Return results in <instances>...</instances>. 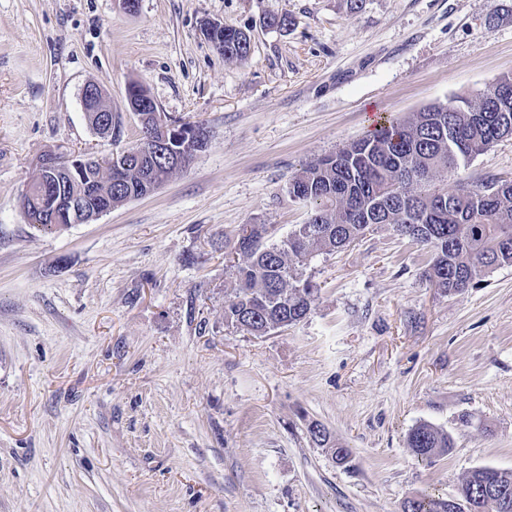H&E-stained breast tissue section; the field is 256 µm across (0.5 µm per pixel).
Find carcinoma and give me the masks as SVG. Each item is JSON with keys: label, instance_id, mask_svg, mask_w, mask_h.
Here are the masks:
<instances>
[{"label": "carcinoma", "instance_id": "cac0c4a2", "mask_svg": "<svg viewBox=\"0 0 512 512\" xmlns=\"http://www.w3.org/2000/svg\"><path fill=\"white\" fill-rule=\"evenodd\" d=\"M219 52L228 59L250 52L244 32L224 29ZM512 138V76H503L475 99L457 96L430 104L404 120L381 122L370 134L303 167L288 188L290 197L310 206L306 221L288 236V251L268 243L265 224H243L231 251L241 262L229 288L224 320L253 336L296 324L307 317L317 288L302 270L318 253H332L359 241L376 224L411 226L408 237L432 254L425 281L448 293H461L490 271L512 266V180L497 179L451 189L438 186V173L454 174L504 138ZM123 181L98 190L112 204L139 198L145 184L165 172V157L145 153L125 157ZM23 215L45 233L68 224L45 220L36 201H22ZM311 441L336 461H350L352 450L336 441L325 425L308 428ZM413 457L428 462L454 447L452 435L421 424L407 435ZM459 499L472 500L473 512H512V471L472 470ZM450 499L421 493L404 502L403 512H452Z\"/></svg>", "mask_w": 512, "mask_h": 512}]
</instances>
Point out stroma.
I'll return each mask as SVG.
<instances>
[{
  "mask_svg": "<svg viewBox=\"0 0 512 512\" xmlns=\"http://www.w3.org/2000/svg\"><path fill=\"white\" fill-rule=\"evenodd\" d=\"M210 20L247 31L249 55L224 58ZM505 75L512 0H0V512H402L475 468L512 471V266L448 295L423 278L429 250L381 224L304 269L302 322L255 337L224 320L225 243L304 223L300 169ZM133 82L206 147L151 195L37 232L21 213L37 157L132 147ZM500 177L512 139L437 182ZM421 424L453 450L418 463ZM312 424H316L317 428H311V424L308 427V433L311 441L317 447L328 448L332 455L336 457V462L339 464L348 463L352 456L351 448H348L342 443L336 441L332 433L328 428L325 427V425L321 424L320 422H314Z\"/></svg>",
  "mask_w": 512,
  "mask_h": 512,
  "instance_id": "35a3bbf8",
  "label": "stroma"
}]
</instances>
